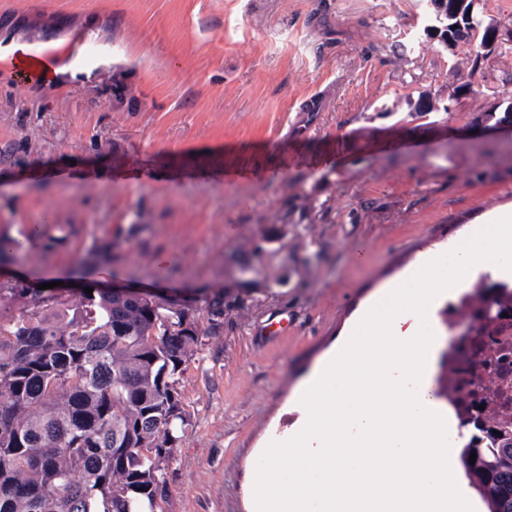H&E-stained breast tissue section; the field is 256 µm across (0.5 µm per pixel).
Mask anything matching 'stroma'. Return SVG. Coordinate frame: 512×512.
I'll return each instance as SVG.
<instances>
[{"mask_svg":"<svg viewBox=\"0 0 512 512\" xmlns=\"http://www.w3.org/2000/svg\"><path fill=\"white\" fill-rule=\"evenodd\" d=\"M426 0H0V237L46 225L28 283L238 298L179 392L172 512H251L257 462L363 305L420 255L512 213V43L472 60ZM434 109L416 112L421 97ZM228 170L241 178L225 180ZM287 319L288 332L268 325ZM9 55L10 62L16 66L27 63L31 58L29 65L24 67H16V69L13 70L11 76L18 83L32 84L41 77H50L52 73L55 72L50 62L44 61L40 68V62L44 59L39 55H32L31 57L29 48L25 44H14L10 50ZM112 264V245L98 243L97 240L85 250L83 265L89 276H94L105 267Z\"/></svg>","mask_w":512,"mask_h":512,"instance_id":"obj_1","label":"stroma"}]
</instances>
